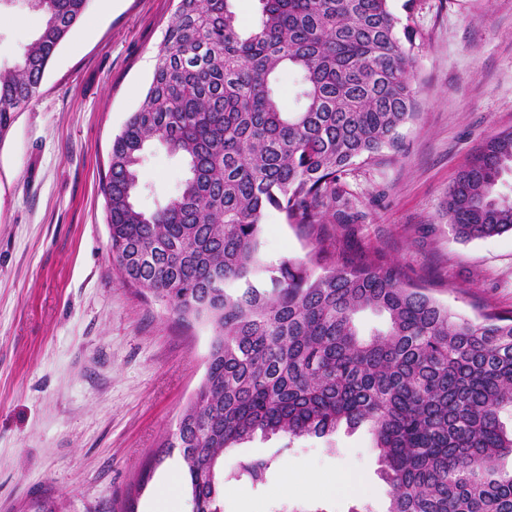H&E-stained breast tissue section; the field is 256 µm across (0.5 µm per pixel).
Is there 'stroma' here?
<instances>
[{
  "label": "stroma",
  "instance_id": "1",
  "mask_svg": "<svg viewBox=\"0 0 512 512\" xmlns=\"http://www.w3.org/2000/svg\"><path fill=\"white\" fill-rule=\"evenodd\" d=\"M419 49L415 119L397 148L355 165L329 230L380 249L453 311L512 315V233L461 241L448 188L490 135L512 128V0H390ZM173 0H90L38 93L0 137V512H191L179 453L159 444L202 380L213 330L179 322L112 261L100 178L112 140L143 100ZM41 19L0 0V66ZM186 173L157 146L144 155L138 206L155 209ZM299 230L268 210L261 258L305 257ZM278 454L263 486H224V512H385L389 488L367 426L323 438L255 436L224 455ZM349 469L354 484L337 483Z\"/></svg>",
  "mask_w": 512,
  "mask_h": 512
}]
</instances>
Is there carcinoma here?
Here are the masks:
<instances>
[{"label": "carcinoma", "instance_id": "obj_1", "mask_svg": "<svg viewBox=\"0 0 512 512\" xmlns=\"http://www.w3.org/2000/svg\"><path fill=\"white\" fill-rule=\"evenodd\" d=\"M36 39L0 68V136L31 102L90 0H28ZM240 33L230 0H177L140 106L112 140L100 190L112 260L181 322L214 331L196 394L163 443L185 464L193 512H223L224 483L258 486L275 461L224 453L256 433L322 437L371 426L387 512H512V316L476 319L436 298L379 250L352 255L328 231L336 186L396 147L415 117L414 41L389 0H259ZM299 76V107L274 84ZM180 155L186 176L152 212L135 198L145 150ZM512 129L485 140L448 188L463 240L512 233ZM269 209L310 251L260 258ZM323 273L315 275L312 266ZM371 310L386 328L364 338ZM298 90V78L293 71H284L278 78L276 91L282 107L286 110H294L297 107L296 95Z\"/></svg>", "mask_w": 512, "mask_h": 512}]
</instances>
